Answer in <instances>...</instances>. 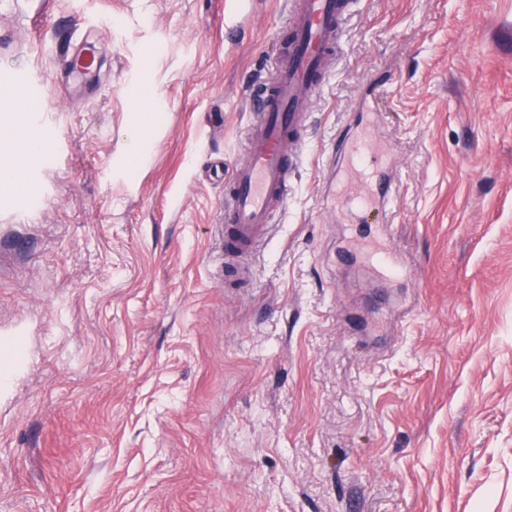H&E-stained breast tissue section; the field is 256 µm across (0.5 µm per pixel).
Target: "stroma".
Here are the masks:
<instances>
[{
	"label": "stroma",
	"mask_w": 512,
	"mask_h": 512,
	"mask_svg": "<svg viewBox=\"0 0 512 512\" xmlns=\"http://www.w3.org/2000/svg\"><path fill=\"white\" fill-rule=\"evenodd\" d=\"M284 0H26L0 68V512H512V0H354L288 199L225 281L224 182ZM102 67L61 86L58 27ZM377 94L379 292L325 167ZM137 130L148 163H126ZM44 141L29 154L25 142ZM0 83L16 91H21L30 102H38L45 96L41 80L32 71L2 68ZM377 260L384 270V274L389 277H383L384 285L392 283V279L403 276L408 271V261L400 254V252L388 245L380 247V251L377 254Z\"/></svg>",
	"instance_id": "stroma-1"
}]
</instances>
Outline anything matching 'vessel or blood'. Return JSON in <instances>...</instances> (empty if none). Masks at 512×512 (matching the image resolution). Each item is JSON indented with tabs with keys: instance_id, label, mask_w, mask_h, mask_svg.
I'll list each match as a JSON object with an SVG mask.
<instances>
[{
	"instance_id": "vessel-or-blood-1",
	"label": "vessel or blood",
	"mask_w": 512,
	"mask_h": 512,
	"mask_svg": "<svg viewBox=\"0 0 512 512\" xmlns=\"http://www.w3.org/2000/svg\"><path fill=\"white\" fill-rule=\"evenodd\" d=\"M350 5V0H289L279 52L267 76L252 90L253 116L245 132L244 155L229 176L224 204V270L237 280L250 278L253 258L276 216L288 207L309 105L331 79ZM94 70L92 43L67 45L65 76L89 79ZM0 84L22 92L32 102L45 96L41 80L31 71L1 69ZM359 110V130L355 136L337 138V164L331 169L336 201L344 206L342 220L352 224L363 223L371 209H386L396 188L387 146L373 136L370 98L362 99ZM377 260L389 278L408 271L407 260L389 246L381 247Z\"/></svg>"
}]
</instances>
